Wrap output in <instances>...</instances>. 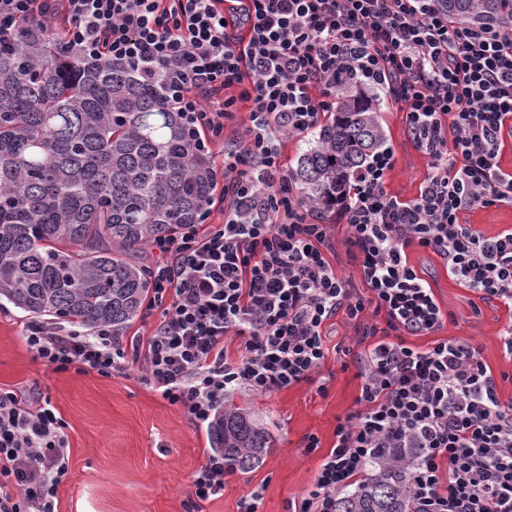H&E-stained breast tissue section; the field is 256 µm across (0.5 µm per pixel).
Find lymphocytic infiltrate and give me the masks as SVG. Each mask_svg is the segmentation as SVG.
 I'll return each mask as SVG.
<instances>
[{
  "label": "lymphocytic infiltrate",
  "instance_id": "f902f5d3",
  "mask_svg": "<svg viewBox=\"0 0 512 512\" xmlns=\"http://www.w3.org/2000/svg\"><path fill=\"white\" fill-rule=\"evenodd\" d=\"M63 25L81 57L160 77L164 108L223 133L238 100L252 107L224 152L219 224H189L160 247L146 340L33 320L23 339L53 370L103 376L142 364L170 404L205 423L236 392L269 395L312 381L325 363L326 324L383 310L396 341L360 366L359 408L340 422L311 487L291 512H336L379 448H414L417 512H512V401L480 350L463 340L415 349L443 313L409 248L439 256L484 300L512 302V231L483 235L468 216L512 204L500 166L512 138V30L455 23L444 0H0V35ZM390 94L430 160L417 194L387 193L394 165L378 150L336 194V218L366 293L331 263L329 227L284 167L282 145L334 111L339 87ZM240 341L228 358L227 337ZM66 424L50 403L0 388V512H55L67 474Z\"/></svg>",
  "mask_w": 512,
  "mask_h": 512
}]
</instances>
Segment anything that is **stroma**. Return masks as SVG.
<instances>
[{
	"label": "stroma",
	"mask_w": 512,
	"mask_h": 512,
	"mask_svg": "<svg viewBox=\"0 0 512 512\" xmlns=\"http://www.w3.org/2000/svg\"><path fill=\"white\" fill-rule=\"evenodd\" d=\"M376 108L383 144L395 156L386 190L409 199L416 195L429 159L409 140L399 104L382 95ZM325 221L337 271L352 288L364 290L360 266L345 244L344 225L330 215ZM408 258L429 282L444 320L432 334L407 337V344L424 348L454 339L476 343L499 396L512 400V351L506 345L512 303L479 299L432 252L413 247ZM28 320L27 313L0 301V387L50 402L67 425L68 473L57 487V512H240L242 498L254 489L262 493L259 512H288L292 497L311 486L337 424L358 407L361 358L376 342L396 337L384 312L369 309L358 320L338 314L327 328L328 358L313 381L265 397L243 391L229 398L228 407L249 412L271 443L258 465L243 474H225L223 492L198 502L192 476L213 451L206 425L193 422L146 385L141 365L109 377L74 367L53 371L24 343L22 329ZM311 435L319 447L309 453L304 445Z\"/></svg>",
	"instance_id": "1"
}]
</instances>
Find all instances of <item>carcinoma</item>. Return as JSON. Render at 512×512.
Here are the masks:
<instances>
[{
  "label": "carcinoma",
  "instance_id": "cac0c4a2",
  "mask_svg": "<svg viewBox=\"0 0 512 512\" xmlns=\"http://www.w3.org/2000/svg\"><path fill=\"white\" fill-rule=\"evenodd\" d=\"M448 19L512 26V0H448ZM160 78L84 59L42 25L0 41V299L35 319L118 333L153 293L149 246L203 221L215 172L184 115L160 105ZM383 134L376 109L347 87L333 121L299 158L294 177L322 208ZM224 470L255 467L267 432L246 412L209 425ZM413 449L390 448L365 478L336 497V512H414Z\"/></svg>",
  "mask_w": 512,
  "mask_h": 512
}]
</instances>
